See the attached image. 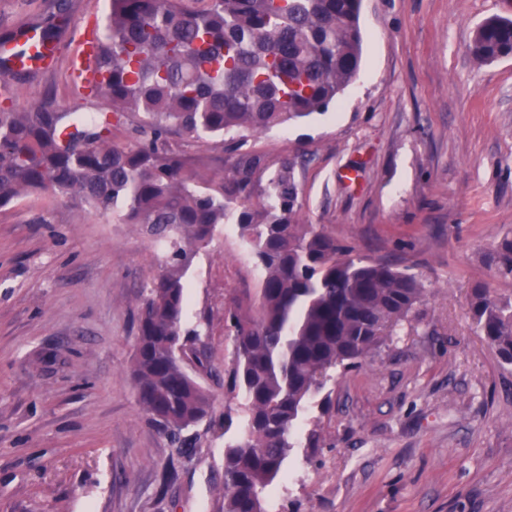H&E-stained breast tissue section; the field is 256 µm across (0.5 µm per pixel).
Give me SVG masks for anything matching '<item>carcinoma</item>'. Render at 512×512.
Segmentation results:
<instances>
[{
	"mask_svg": "<svg viewBox=\"0 0 512 512\" xmlns=\"http://www.w3.org/2000/svg\"><path fill=\"white\" fill-rule=\"evenodd\" d=\"M110 0L85 111L49 101L18 110L12 95L37 71L0 62V207L28 193L67 199L118 224H140L163 247L158 274L139 298L130 366L140 407L178 448L210 416L212 398L187 371L205 368L197 329H183L184 276L220 224H234L261 278L255 294L224 306L233 356L228 393L241 397L238 434L224 441L222 512H267L294 433L336 369L354 367L410 320L420 276L346 249L298 218L295 162L234 149L190 155L171 142L261 133L325 112L355 80L362 59V0ZM67 3L0 34L28 30L60 50ZM473 54H512V19L477 27ZM124 134L125 142L116 141ZM512 276V238L490 256ZM468 311L484 342L512 365V297L471 288Z\"/></svg>",
	"mask_w": 512,
	"mask_h": 512,
	"instance_id": "carcinoma-1",
	"label": "carcinoma"
}]
</instances>
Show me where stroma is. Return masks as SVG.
<instances>
[{
  "label": "stroma",
  "instance_id": "1",
  "mask_svg": "<svg viewBox=\"0 0 512 512\" xmlns=\"http://www.w3.org/2000/svg\"><path fill=\"white\" fill-rule=\"evenodd\" d=\"M62 50L16 108L75 102L80 34L109 0H68ZM512 0H363L362 63L327 112L229 147L296 161L298 217L341 245L419 274L423 305L361 367L339 371L329 413L311 407L267 512H512V365L479 336L478 283L512 297L493 247L512 238V55L479 62L486 19ZM158 247L138 224L46 193L0 208V512H222L224 306L260 271L235 225L218 227L186 274L213 423L177 452L138 406L130 376L138 296ZM319 429L320 447L307 445Z\"/></svg>",
  "mask_w": 512,
  "mask_h": 512
}]
</instances>
